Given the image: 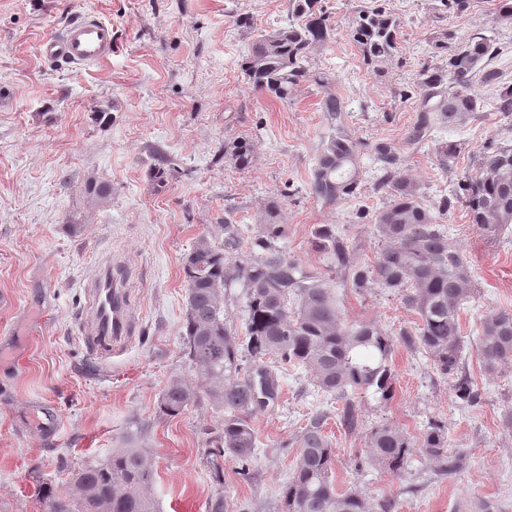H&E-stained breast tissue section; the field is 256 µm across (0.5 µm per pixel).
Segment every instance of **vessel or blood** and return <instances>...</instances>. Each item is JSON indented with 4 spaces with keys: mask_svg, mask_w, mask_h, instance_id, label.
Masks as SVG:
<instances>
[{
    "mask_svg": "<svg viewBox=\"0 0 512 512\" xmlns=\"http://www.w3.org/2000/svg\"><path fill=\"white\" fill-rule=\"evenodd\" d=\"M112 25L98 15L86 13L60 33L51 34L39 44L40 55L53 63L71 68L90 67L112 55ZM91 319L86 332L90 350L108 358L119 351L130 331V315L123 290L116 278L108 276L89 285Z\"/></svg>",
    "mask_w": 512,
    "mask_h": 512,
    "instance_id": "obj_1",
    "label": "vessel or blood"
}]
</instances>
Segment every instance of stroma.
Wrapping results in <instances>:
<instances>
[{"label": "stroma", "instance_id": "1", "mask_svg": "<svg viewBox=\"0 0 512 512\" xmlns=\"http://www.w3.org/2000/svg\"><path fill=\"white\" fill-rule=\"evenodd\" d=\"M321 5L334 32L313 50L310 72L327 81L303 82L282 102L256 91L241 64L261 30L287 23L288 0H0V512H43L39 484L65 486L67 468L105 461L137 430L153 454L160 512H207L219 492L250 512H277L296 437L318 410L328 415L338 492L359 490L374 507L392 502V512H459L482 501L512 512V432L503 427L512 365L487 372L476 342L481 320L512 312V229L487 237L458 200L474 154L512 142V114L488 106L463 125L436 124L422 145L408 142L422 103L419 75L446 62L438 37L486 35L498 47L493 68L511 82L512 24L500 21V0H472L460 17L443 12L440 0ZM377 6L399 24L398 51L378 73L351 37L359 13ZM87 12L111 22V59L86 70L43 60L42 38ZM331 94L345 102L346 127L363 147L356 194L326 205L307 188ZM242 139L253 149L246 169L231 160ZM448 140L465 147L443 170L437 149ZM381 143L396 149V176L416 184L472 272L477 292L458 318L480 401L458 404L451 377L398 340L395 395L386 403L368 391L337 399L314 390L303 370L282 368L275 404L251 419L254 479L228 462L216 484L205 448L220 414L201 406L170 418L158 409L169 380L193 374L182 336L185 258L200 237L221 242L228 216L253 237L276 197L277 221L287 227L276 245L286 254L320 266L311 232L332 224L355 261L372 262L379 241L367 218L390 201L375 189ZM158 167L167 172L161 183L151 177ZM91 181L111 185V197L90 199ZM446 197L454 206L439 210ZM107 265L121 278L134 322L125 349L100 359L82 323L86 289ZM337 294L346 322L374 323L396 339L420 323L391 290ZM348 401L359 416L351 432L339 422ZM434 419L446 428L449 452L465 457L454 475L438 476L436 459L421 450L399 477L368 464L374 428L416 438Z\"/></svg>", "mask_w": 512, "mask_h": 512}]
</instances>
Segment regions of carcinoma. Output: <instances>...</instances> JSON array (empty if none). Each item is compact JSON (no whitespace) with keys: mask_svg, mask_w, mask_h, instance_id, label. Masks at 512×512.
Returning a JSON list of instances; mask_svg holds the SVG:
<instances>
[{"mask_svg":"<svg viewBox=\"0 0 512 512\" xmlns=\"http://www.w3.org/2000/svg\"><path fill=\"white\" fill-rule=\"evenodd\" d=\"M320 0H289L288 24L263 30L253 41L242 70L253 88L280 101L311 77L312 50L331 38L333 28L319 6ZM366 64L378 72L398 51V24L385 8L363 11L351 32ZM452 33H443L436 46L448 56L447 67L423 71L417 81L424 90L422 111L409 136L419 143L434 121L460 125L480 110L470 92L475 78L494 91L499 112L512 113V82L483 66L496 52L485 35L473 33L450 45ZM344 101L330 95L322 112L328 123L309 182V192L325 204L355 194L356 168L361 144L345 128ZM386 174L376 189L391 196L378 212L374 230L381 242L376 260L358 264L352 245L336 234L333 224H321L312 233L311 248L323 260L311 269L272 240L285 234L273 223L280 208L270 200L268 223L250 244H243L232 218H224V240L212 243L200 237L186 256V312L183 332L185 355L195 370L188 379L174 376L159 400L168 417L182 415L189 406L206 404L222 414V427L209 449L208 465L217 485L224 484V461L231 460L241 474L250 475L257 438L251 424L255 413L270 402L257 399L253 376H261L278 394L277 375L268 365L304 369L311 383L338 399L361 389L384 402L394 396L390 357L395 341L379 326L365 322L346 325L336 288L350 285L396 291L403 305L415 311L421 325L414 334L403 333L411 348L429 353L438 370L456 377L453 391L463 405L480 399L478 389L461 367V332L458 310L475 293L471 270L460 249L435 223L418 196L416 185L396 178L394 151L377 148ZM253 159L249 144L241 143L231 160L238 168ZM464 205L470 223L489 236L512 224V145L485 149L476 161V173L464 176ZM239 287L246 298L245 335L224 317L228 290ZM480 353L490 372L512 364V313L498 312L481 322ZM249 362L243 366V362ZM326 415L316 413L296 437L298 454L292 475L283 486L278 512H369L368 500L357 491L339 493L332 477L335 454L324 434ZM368 463L399 476L414 449L420 448L443 462L442 472L455 473L461 456L448 453L443 424L431 421L414 440L402 430L381 426L368 440ZM154 460L140 436L130 434L124 447L105 462L68 470L65 489L51 485L38 489L45 512H158L152 495Z\"/></svg>","mask_w":512,"mask_h":512,"instance_id":"carcinoma-1","label":"carcinoma"}]
</instances>
